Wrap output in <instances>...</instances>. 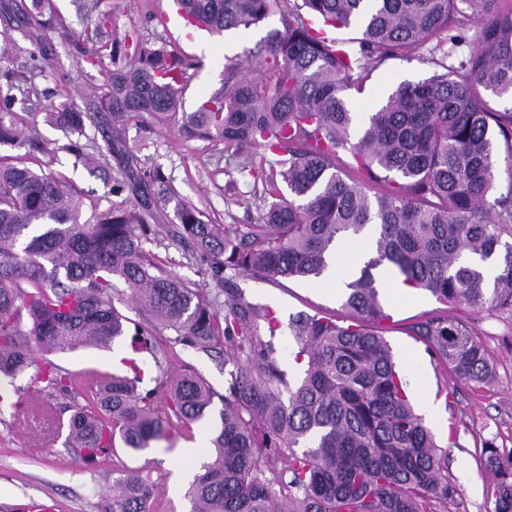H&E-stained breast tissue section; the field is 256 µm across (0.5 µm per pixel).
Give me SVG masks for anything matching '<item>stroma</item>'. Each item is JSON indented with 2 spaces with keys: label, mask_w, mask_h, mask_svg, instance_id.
Listing matches in <instances>:
<instances>
[{
  "label": "stroma",
  "mask_w": 512,
  "mask_h": 512,
  "mask_svg": "<svg viewBox=\"0 0 512 512\" xmlns=\"http://www.w3.org/2000/svg\"><path fill=\"white\" fill-rule=\"evenodd\" d=\"M53 6L58 20L52 33L58 69L32 79L45 107L68 99L79 108H87L91 84L103 82L101 73L89 79L82 75L80 55L65 44L68 34H75L89 50L100 48L109 38L120 43L131 37L147 46L163 43L183 54L188 67L182 109L190 112L222 85L226 66L251 65L266 29L231 30L220 35L192 32L177 17L173 0H101L100 11L112 15V34L105 37L99 34L94 19L78 13L74 0H53ZM160 15L166 17L165 25L157 24ZM464 35V42L458 45L447 42L438 48L429 42L417 46L409 57L385 60L366 81L363 92L352 94L354 111L361 115L373 111L401 82L429 77L436 63L459 68L476 47L480 29L469 24ZM125 149L137 155L142 166L161 167L172 180L173 195L158 199L154 205L160 223H174L176 209L183 204L195 206L217 224L257 223L258 206L245 203L253 194V183L241 177L238 169L246 161L261 164V149L236 154L220 144L187 141L175 121L160 124L149 116L131 120ZM236 282L246 295L262 298L284 320L301 311L338 317L345 314L340 293L330 291L320 279H284L272 284L240 275ZM387 311L390 319L383 325V336L407 381L416 412L423 416L447 454L448 476L457 488L447 512H494L492 492L498 478L487 467L483 450L492 445L502 453L512 452V311L475 313L447 307L423 291L413 297L389 298ZM439 313L461 319L473 329L494 368L491 382H459L425 344L410 336L408 325L420 316ZM129 352L127 340L122 339L107 348L55 353L51 359L71 372H109L117 369L119 359ZM179 355L183 365L198 373L212 389L213 410H221L223 358L187 349L180 350ZM12 415V408L0 411V512H22V504L31 499L53 504L54 512H106L112 502V480L117 470L124 468L138 469L158 479L159 499L166 512H190L188 485L177 482L176 472H199L214 459L208 447L200 449L194 459L180 455L186 443L209 437V424L198 423L176 439L173 449L151 448L136 455L119 449L107 464L93 469L68 454L60 442L48 453L28 450L4 426Z\"/></svg>",
  "instance_id": "35a3bbf8"
}]
</instances>
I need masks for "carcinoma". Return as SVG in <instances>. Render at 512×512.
Returning <instances> with one entry per match:
<instances>
[{
	"mask_svg": "<svg viewBox=\"0 0 512 512\" xmlns=\"http://www.w3.org/2000/svg\"><path fill=\"white\" fill-rule=\"evenodd\" d=\"M99 0H78L112 25ZM479 0H176L187 21L212 34L249 30L274 11L282 28L267 31L252 75L227 69L221 89L181 113L185 140L222 143L243 152L261 147L268 166L244 163L240 174L262 184L260 222L245 228L212 224L195 207L176 209L178 223L148 224L155 197L173 195L158 167L121 151L129 121L178 114L187 61L166 45L89 53L69 45L104 73L87 111L68 101L45 121L63 132L52 151L42 145L33 113L12 110V90L27 75L0 66V148L48 154L38 168L22 155L0 154V387L33 367L22 393L45 407L47 437L65 436L69 454L87 464L112 456L116 442L139 453L189 432L208 417L212 394L176 355L157 356L154 334L210 353L224 350L227 372L220 425L187 492L192 512H436L457 495L448 463L407 394L393 351L381 335L388 289L409 286L443 305L474 312L512 310V183L497 186L496 137L512 153V8L474 15L481 28L463 72L436 63L428 78L400 83L355 130L349 96L390 57L456 31L460 4ZM12 44L30 45L37 74L54 67L51 0H0ZM360 26L359 55L329 36ZM105 127L107 150L120 156L111 175L87 137ZM75 158L131 204L100 208L99 199L55 173L56 152ZM288 195H283L281 186ZM372 255L345 283L333 317L289 318L295 360L304 376L292 385L281 368L274 310L249 300L227 271L272 283L318 279L337 246L366 230ZM168 240L199 265L214 294L166 270L146 244ZM143 323L115 305L124 292ZM224 300H219V297ZM466 383L492 379L486 353L470 327L428 316L408 327ZM130 336L133 353L154 365L122 360L118 372L79 377L45 358L108 347ZM155 383L143 388L145 380ZM500 479L495 512H512V454L485 448ZM157 481L127 470L112 481L110 512H157Z\"/></svg>",
	"mask_w": 512,
	"mask_h": 512,
	"instance_id": "cac0c4a2",
	"label": "carcinoma"
}]
</instances>
